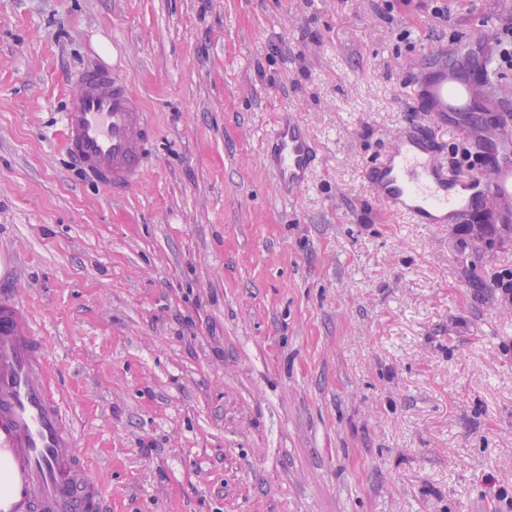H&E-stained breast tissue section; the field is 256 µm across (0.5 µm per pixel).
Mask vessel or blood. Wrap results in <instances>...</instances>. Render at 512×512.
I'll return each instance as SVG.
<instances>
[{"instance_id": "obj_1", "label": "vessel or blood", "mask_w": 512, "mask_h": 512, "mask_svg": "<svg viewBox=\"0 0 512 512\" xmlns=\"http://www.w3.org/2000/svg\"><path fill=\"white\" fill-rule=\"evenodd\" d=\"M422 111L470 113L473 88L421 75ZM61 112L70 167L107 193L136 186L152 155L153 134L142 99L116 66L95 63L69 80ZM284 197L308 183L316 149L304 125L289 118L267 138ZM374 194L417 224L468 208L486 196H512V147L498 150L488 173L460 181L439 163L426 133L406 127L365 169ZM42 336L12 299L0 300V447L12 451L27 512H105L101 484L78 448L73 428L48 381Z\"/></svg>"}]
</instances>
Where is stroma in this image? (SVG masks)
<instances>
[{
  "label": "stroma",
  "instance_id": "35a3bbf8",
  "mask_svg": "<svg viewBox=\"0 0 512 512\" xmlns=\"http://www.w3.org/2000/svg\"><path fill=\"white\" fill-rule=\"evenodd\" d=\"M0 0V291L109 512H512V197L392 215L366 165L413 123L467 179L512 142L476 80L512 0ZM117 59L155 129L138 187L70 170L66 79ZM477 112L419 111L417 74ZM317 146L284 199L264 140Z\"/></svg>",
  "mask_w": 512,
  "mask_h": 512
}]
</instances>
